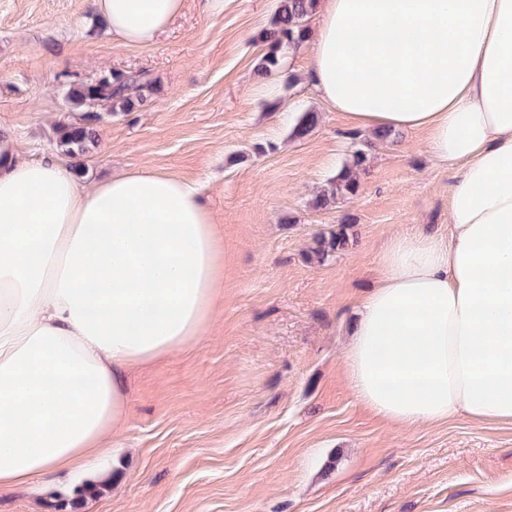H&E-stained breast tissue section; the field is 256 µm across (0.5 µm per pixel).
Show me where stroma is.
I'll use <instances>...</instances> for the list:
<instances>
[{
    "label": "stroma",
    "instance_id": "35a3bbf8",
    "mask_svg": "<svg viewBox=\"0 0 512 512\" xmlns=\"http://www.w3.org/2000/svg\"><path fill=\"white\" fill-rule=\"evenodd\" d=\"M277 0H224L220 15L185 0L147 47L112 38L92 0H0V127L17 157L56 154L76 118L66 74L144 70L151 106L104 116L81 159L87 179L141 168L194 183L224 237L223 296L209 336L129 375L130 405L112 454L92 475L0 490V512H512V425L464 417L396 427L364 409L345 376L358 302L393 233L448 228L453 172L425 136L373 142L321 101L304 70L311 47L281 49L268 97L256 72ZM319 112L291 135L292 106ZM356 196L310 201L361 144ZM357 239L321 264L313 236L344 217ZM98 493L76 499L74 490Z\"/></svg>",
    "mask_w": 512,
    "mask_h": 512
}]
</instances>
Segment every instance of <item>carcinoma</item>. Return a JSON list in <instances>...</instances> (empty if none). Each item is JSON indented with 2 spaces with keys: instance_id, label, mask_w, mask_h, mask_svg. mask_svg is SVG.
Listing matches in <instances>:
<instances>
[{
  "instance_id": "obj_1",
  "label": "carcinoma",
  "mask_w": 512,
  "mask_h": 512,
  "mask_svg": "<svg viewBox=\"0 0 512 512\" xmlns=\"http://www.w3.org/2000/svg\"><path fill=\"white\" fill-rule=\"evenodd\" d=\"M317 0H279L276 12L263 36L269 51L259 62L258 71L271 76L280 70L278 51L283 47L296 49L308 38L307 21L316 7ZM159 92L156 82L141 71L108 70L93 80L72 79L68 82V99L78 110L74 120L56 129V144L68 158H81L98 145L97 124L101 112L110 114L133 112L151 104ZM320 115L314 111L301 113L293 126L292 137L307 136L319 123ZM367 153L358 149L352 162L343 166L329 186L318 191L311 200L315 208H323L337 197L354 196L361 187L360 172L366 169ZM351 218L346 217L328 232L312 238L307 251L308 261L322 263L343 251L349 242Z\"/></svg>"
}]
</instances>
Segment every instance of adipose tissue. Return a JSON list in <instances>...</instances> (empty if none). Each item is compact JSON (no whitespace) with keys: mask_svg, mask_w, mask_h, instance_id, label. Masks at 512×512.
Listing matches in <instances>:
<instances>
[{"mask_svg":"<svg viewBox=\"0 0 512 512\" xmlns=\"http://www.w3.org/2000/svg\"><path fill=\"white\" fill-rule=\"evenodd\" d=\"M126 46L184 0H94ZM305 72L353 126L423 131L454 172L448 234L389 238L345 349L399 427L512 424V0H321ZM224 250L198 189L142 168L80 183L0 134V488L112 452L135 366L203 341Z\"/></svg>","mask_w":512,"mask_h":512,"instance_id":"obj_1","label":"adipose tissue"}]
</instances>
